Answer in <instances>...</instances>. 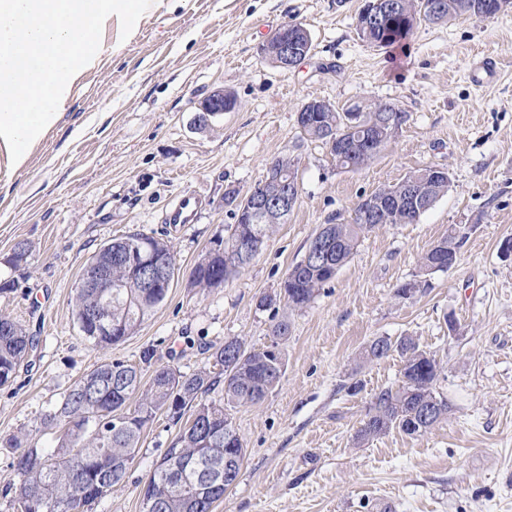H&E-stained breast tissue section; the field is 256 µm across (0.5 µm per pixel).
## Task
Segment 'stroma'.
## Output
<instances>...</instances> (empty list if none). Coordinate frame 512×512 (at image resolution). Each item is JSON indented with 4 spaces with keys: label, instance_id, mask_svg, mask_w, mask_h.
<instances>
[{
    "label": "stroma",
    "instance_id": "1",
    "mask_svg": "<svg viewBox=\"0 0 512 512\" xmlns=\"http://www.w3.org/2000/svg\"><path fill=\"white\" fill-rule=\"evenodd\" d=\"M365 0H179L149 11L119 53L103 52L76 85L54 128L12 169L0 154V315L34 338L13 383L0 388V442L31 435L55 442L45 413L101 363H138L190 373L209 346L237 338L277 346L280 382L254 405L229 412L245 456L214 512H512V8L487 19L418 22L390 46L363 41ZM290 23L312 52L283 70L261 48ZM497 62L477 81L476 62ZM223 89L233 111L203 133L196 105ZM342 110L383 101L409 119L363 169H337L307 140L296 116L309 100ZM298 167L299 196L286 223L222 287H190L214 240L236 222L227 189L252 188L276 157ZM447 169L450 187L411 224L365 234L350 260L305 308H262L321 224L349 220L356 204L410 172ZM201 197L195 223H163L183 193ZM140 233L172 244L175 279L165 301L123 342L93 347L78 330L73 297L88 260L112 240ZM461 237L457 262L422 273L442 237ZM26 265L7 259L17 242ZM427 278L425 293L396 296ZM287 319L286 338L271 333ZM415 337L443 364L438 391L451 410L421 436L393 430L360 444L355 433L372 395L397 386L398 354L369 361L377 337ZM179 429L157 414L124 482L90 512H142L141 491Z\"/></svg>",
    "mask_w": 512,
    "mask_h": 512
}]
</instances>
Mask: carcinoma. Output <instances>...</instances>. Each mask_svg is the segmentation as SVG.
Wrapping results in <instances>:
<instances>
[{"mask_svg": "<svg viewBox=\"0 0 512 512\" xmlns=\"http://www.w3.org/2000/svg\"><path fill=\"white\" fill-rule=\"evenodd\" d=\"M401 12L424 14V20L440 23L466 19L477 13L495 15L498 0H444V11L438 17L429 14L431 0H398ZM408 34L401 20L386 27L384 33H372L368 42L391 45ZM384 113H397L385 103H373L361 113L355 126L346 123V113L336 109L315 113L312 123L301 126L311 140L330 145L328 135L336 137V147L329 153L336 167L354 171L375 158L370 145L387 144L393 128L380 123ZM425 198L437 201L448 192L450 177L444 168L426 167L408 175ZM368 203L360 201L347 222L330 224L327 233L332 241L330 267L300 260L292 265L281 284L278 297L291 309L307 306L316 293L330 282L356 249L360 238L373 231L362 212ZM421 212L401 208L390 210L387 224H411ZM273 223L259 219L253 224H236L231 235L219 238L191 274L190 287L218 288L229 276L243 269L241 265L224 263L223 245L254 235L267 238ZM156 260L174 265L175 259L167 242L141 234H131L112 242V277L120 285L112 294L97 288H79L75 295L74 313L79 331L95 347H108L124 340L103 332L91 323L100 315L109 325H120L126 335L135 332L166 298L163 289L144 288L126 271L127 242ZM459 242L448 235L440 239L423 256L424 273L446 270L457 261ZM33 338L17 322L0 318V387L10 384L17 367L24 360ZM391 352L404 358L401 384L375 393L366 418L356 434L362 444L397 429L407 435H422L448 416V400L436 390L440 365L435 355L420 348L412 336L395 341L385 337L373 339L365 356L381 359ZM154 354L145 349L140 364L120 359L104 362L78 379L46 415V424L59 428L55 446L47 450L29 441L28 436L11 437L5 447L16 449L11 467L18 479L17 498L21 512H88V507L118 486L147 425L157 414L165 413L179 422L186 412L191 421L173 445L166 449L154 469L142 495L143 512H213L214 504L224 498V483L198 476L216 464H224V448L233 438V475H238L245 449L224 404H256L274 388L282 377L283 360L270 349L251 350L238 339L224 341L211 353L212 368L203 367L184 373L171 365L152 367ZM151 369L148 383H143L144 369ZM224 384V402L208 399L219 384ZM135 403L134 409L127 408Z\"/></svg>", "mask_w": 512, "mask_h": 512, "instance_id": "obj_1", "label": "carcinoma"}]
</instances>
